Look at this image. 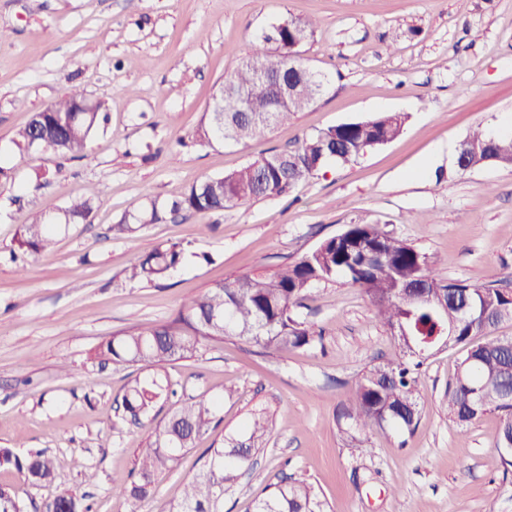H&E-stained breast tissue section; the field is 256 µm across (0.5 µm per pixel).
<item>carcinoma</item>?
Here are the masks:
<instances>
[{"instance_id": "1", "label": "carcinoma", "mask_w": 512, "mask_h": 512, "mask_svg": "<svg viewBox=\"0 0 512 512\" xmlns=\"http://www.w3.org/2000/svg\"><path fill=\"white\" fill-rule=\"evenodd\" d=\"M315 22L289 18L253 40L242 61L224 85L222 113L208 112L196 132V141L213 140L242 144L290 120L321 94L325 77L300 87L295 95L267 121L261 111L273 98L270 84L256 76L255 65L271 71L288 70L303 63L301 56L285 61L291 48L302 47L313 36ZM257 111L242 112L243 98ZM407 115L381 112L359 122L320 130L302 140L291 151L268 154L220 176L208 177L189 189L136 209L112 226L116 235L130 236L144 224H156L168 214L182 211H222L251 199L288 194L294 186L328 161L347 164L381 146L403 130ZM107 121L103 104L90 102L81 90H72L44 109L32 113L17 134L13 167L27 163L36 149L80 156L92 133ZM468 138L489 144L501 162L512 164V135L493 136L475 130ZM96 194L90 190L68 203L56 216L35 215L18 227L11 249L13 261L50 251L58 230L88 220L94 211ZM178 244L159 245L137 257L127 269L131 281L153 283L169 275L182 260ZM360 289L374 308L377 321L396 334L405 328L411 345L398 343L401 358L372 365L360 377L337 420L349 445L369 454L363 433L385 426L412 433L420 419L418 376L435 355L444 338L465 348L453 382L448 387V416L465 429L487 413L500 416L497 447L512 441V336H493L492 330L512 320V291L493 284L480 287L457 281L449 291L426 254L407 241L393 236L377 224H350L341 233L322 241L313 251L291 265L271 273L236 278L218 283L189 299L177 318L163 324H148L99 344L92 358L99 362L152 369L149 379H134L123 397L130 419L150 416L163 398L176 395L161 375L164 366L195 357L203 347L218 344L227 336L246 337L277 352L311 346L322 340L323 331L298 320L292 307L301 304L315 283L336 277ZM470 304L475 316L460 317L459 309ZM219 399L205 395L183 403L156 424L138 448L128 479L113 486V492L133 507L153 495L155 472L171 469L181 453L212 429ZM269 429L263 412L251 414L244 439L227 437L218 446L202 452V465L186 483L183 497L169 503L166 512H224V490L233 485L238 472L248 466L261 450ZM0 468L15 472L31 484L53 481L55 459L37 452L21 457L9 449L0 450ZM271 492L256 502L254 512H325L311 484L281 481L270 485ZM77 496L61 493L48 500L43 512H84ZM0 512H23L13 490L0 485Z\"/></svg>"}]
</instances>
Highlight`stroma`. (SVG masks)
<instances>
[{
    "label": "stroma",
    "instance_id": "35a3bbf8",
    "mask_svg": "<svg viewBox=\"0 0 512 512\" xmlns=\"http://www.w3.org/2000/svg\"><path fill=\"white\" fill-rule=\"evenodd\" d=\"M291 17L316 23L301 56L327 77L323 94L248 144L195 143L247 45ZM74 87L109 116L85 155L38 150L0 178V448L57 460L46 486L0 471L26 512L66 490L91 512H130L114 480L128 475L176 400L202 394L223 397L221 423L176 469L154 476L144 512H165L199 470L202 449L241 435L258 409L271 433L225 492L224 512H253L269 484L297 479L315 486L327 512H512L498 414L463 430L444 405L461 347L422 372L413 434L367 431L369 457L342 437L336 412L361 374L400 355L369 299L344 279L315 284L297 310L323 328L321 342L285 354L238 336L205 347L166 366L177 397L139 425L117 418L128 380L148 370L90 358L113 335L170 321L214 284L295 262L350 224L386 226L443 278L512 289V165L460 171L440 150L512 124V0H0L1 163L31 114ZM379 112L407 114L398 137L356 162L329 163L286 196L187 212L131 238L110 230L147 200ZM90 186L89 219L16 273L9 249L19 225ZM170 243L187 252L165 279L125 281L132 260Z\"/></svg>",
    "mask_w": 512,
    "mask_h": 512
}]
</instances>
